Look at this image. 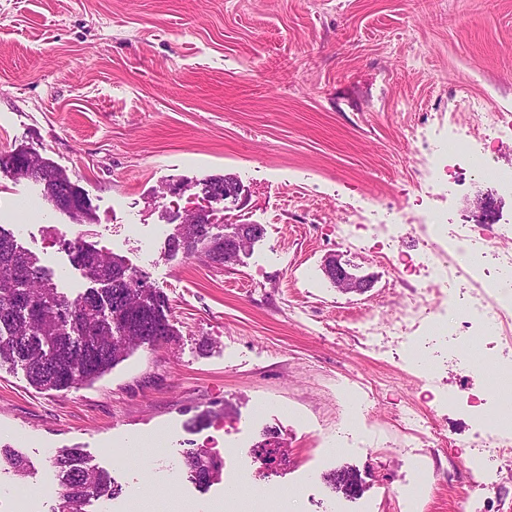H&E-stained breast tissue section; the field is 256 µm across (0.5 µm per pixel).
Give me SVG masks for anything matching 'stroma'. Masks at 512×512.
<instances>
[{"mask_svg":"<svg viewBox=\"0 0 512 512\" xmlns=\"http://www.w3.org/2000/svg\"><path fill=\"white\" fill-rule=\"evenodd\" d=\"M465 96L512 113V0H0V155L37 151L83 189L92 241L159 288L173 333L66 391L0 367V445L30 462L26 477L0 473V512L21 486L32 512L58 504L51 458L73 447L121 485L109 512H223L232 482L246 512H459L476 481L479 512H512V464L471 466L466 400L492 402L493 371L359 335L408 290L367 231L340 242L345 211L367 199L420 212L416 161L473 131L478 116L453 107ZM215 175L239 182L237 202L204 197ZM456 178L448 223H473L471 200L488 196L495 223L512 225V196ZM196 208L216 233H265L231 269L168 256L173 221ZM0 224L60 291L90 288L59 246L80 227L40 186L0 173ZM332 254L366 292L337 290L323 271ZM265 442L287 463L263 464ZM201 446L224 460L205 491L182 483L185 451ZM345 466L359 495L325 480Z\"/></svg>","mask_w":512,"mask_h":512,"instance_id":"obj_1","label":"stroma"}]
</instances>
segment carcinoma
Returning <instances> with one entry per match:
<instances>
[{
	"mask_svg": "<svg viewBox=\"0 0 512 512\" xmlns=\"http://www.w3.org/2000/svg\"><path fill=\"white\" fill-rule=\"evenodd\" d=\"M0 171L42 186L51 204L62 201L83 210L94 222L87 195L68 175L40 154L20 149L0 156ZM208 215L199 224H177L168 239L172 254L201 253L224 265V236L212 233ZM71 262L97 287L75 298L60 292L34 255L22 250L14 234L0 225V366H20L31 384L62 391L91 383L138 346L170 336L165 300L148 280L134 282L122 260L82 241L67 246ZM62 500L60 512H86L92 500L115 498L121 487L110 472L89 464L78 448H61L52 459ZM186 476L201 489L221 479L223 461L206 450L184 454ZM30 464L16 448H0V471L23 476ZM344 494L360 485L355 470L344 467L326 477Z\"/></svg>",
	"mask_w": 512,
	"mask_h": 512,
	"instance_id": "cac0c4a2",
	"label": "carcinoma"
}]
</instances>
